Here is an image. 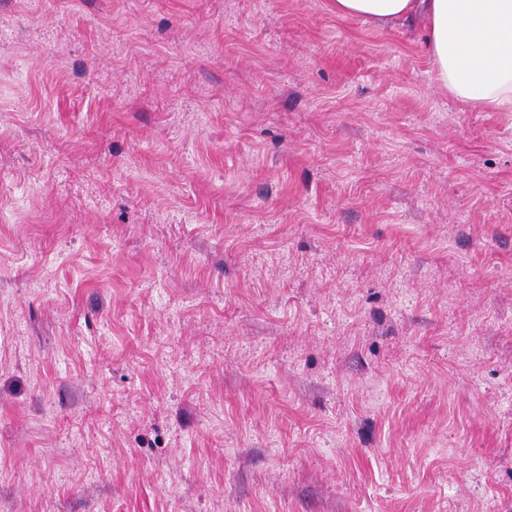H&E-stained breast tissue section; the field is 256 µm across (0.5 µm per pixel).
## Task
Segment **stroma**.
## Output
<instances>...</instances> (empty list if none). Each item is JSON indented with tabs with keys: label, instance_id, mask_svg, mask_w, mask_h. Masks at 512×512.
<instances>
[{
	"label": "stroma",
	"instance_id": "1",
	"mask_svg": "<svg viewBox=\"0 0 512 512\" xmlns=\"http://www.w3.org/2000/svg\"><path fill=\"white\" fill-rule=\"evenodd\" d=\"M0 512H512V114L330 0H0Z\"/></svg>",
	"mask_w": 512,
	"mask_h": 512
}]
</instances>
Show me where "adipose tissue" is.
Listing matches in <instances>:
<instances>
[{"label": "adipose tissue", "instance_id": "adipose-tissue-1", "mask_svg": "<svg viewBox=\"0 0 512 512\" xmlns=\"http://www.w3.org/2000/svg\"><path fill=\"white\" fill-rule=\"evenodd\" d=\"M339 17L424 23L435 79L472 109L512 112V0H331Z\"/></svg>", "mask_w": 512, "mask_h": 512}]
</instances>
